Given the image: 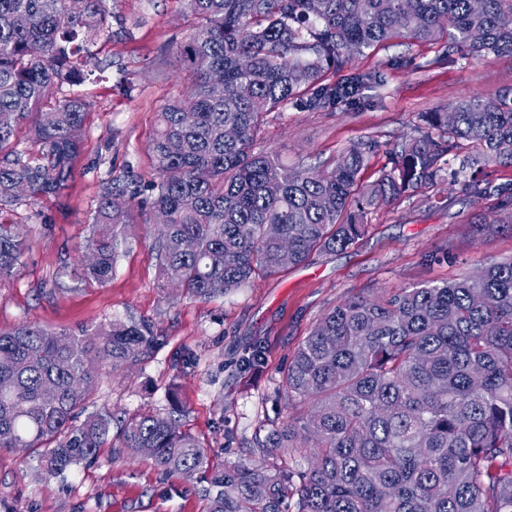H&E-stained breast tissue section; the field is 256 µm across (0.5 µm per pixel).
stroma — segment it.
Returning a JSON list of instances; mask_svg holds the SVG:
<instances>
[{
  "label": "stroma",
  "instance_id": "1",
  "mask_svg": "<svg viewBox=\"0 0 512 512\" xmlns=\"http://www.w3.org/2000/svg\"><path fill=\"white\" fill-rule=\"evenodd\" d=\"M112 26L83 55L91 74L80 91L89 108L72 177L61 195L31 199L0 212L26 249L14 277L0 284V328L28 322L54 330L110 319L150 320L162 343L140 367L102 371L90 410L125 418L166 413L170 391L185 408L182 423L210 460L247 459L260 425L299 415L287 405L284 371L328 307L350 296H384L427 281H454L479 264L512 255V236H476L475 214L492 213L496 191L512 185V168L487 166L486 192L456 182L458 161L437 185H421L371 211L368 229L343 250L314 256L274 276L207 301L160 288L152 242L156 225L134 211L119 226L115 265L103 285L79 277L99 184L133 174L149 198L158 174L147 150L164 101L184 95L190 78L179 46L193 30L184 0H109ZM362 78L358 105L317 112L290 107L267 116L258 148L284 164L327 167L354 144L365 147L362 179H379L396 144L424 112L463 95L487 96L512 86V57L447 60L439 45L393 39L330 72L331 81ZM263 365L242 372L251 343ZM196 482L164 475L149 460L102 451L63 475L47 474L20 448L0 450V512H202Z\"/></svg>",
  "mask_w": 512,
  "mask_h": 512
}]
</instances>
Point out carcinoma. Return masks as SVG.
<instances>
[{
  "instance_id": "obj_1",
  "label": "carcinoma",
  "mask_w": 512,
  "mask_h": 512,
  "mask_svg": "<svg viewBox=\"0 0 512 512\" xmlns=\"http://www.w3.org/2000/svg\"><path fill=\"white\" fill-rule=\"evenodd\" d=\"M0 0V210L56 195L73 172L88 104L74 91L48 105L55 86H79L77 41L112 25L108 0ZM196 24L180 47L191 72L185 96L160 108L148 150L158 181L150 209L167 218L155 237L161 287L207 300L261 273L345 249L366 216L421 184L442 180L448 156L482 194L487 165L512 168V87L463 96L421 124L390 168L361 182L365 152L349 148L331 169L288 168L254 150L265 117L359 100L360 78L327 73L393 38L444 43L447 55L512 56V0H186ZM224 71V95L209 73ZM31 120L21 147L17 132ZM239 131L224 139V127ZM133 179L99 185L80 276L105 283L114 231L130 223ZM478 235L512 233V195ZM23 242L0 224V283ZM160 345L151 321L113 319L77 330L20 323L0 329V449L38 453L51 473L119 447L164 473L201 476L205 512H512V257L485 262L458 281L400 288L385 299L333 305L297 348L285 374L288 399L305 407L256 439L257 458L214 467L182 429L185 410L132 415L112 433V412L85 411L102 365L122 372ZM286 448L309 461L293 472L272 460Z\"/></svg>"
}]
</instances>
